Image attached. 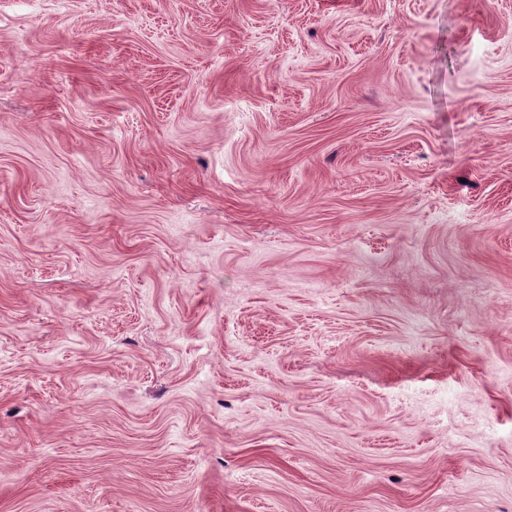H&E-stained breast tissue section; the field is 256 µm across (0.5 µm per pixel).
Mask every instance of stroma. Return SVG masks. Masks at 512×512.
<instances>
[{
  "label": "stroma",
  "mask_w": 512,
  "mask_h": 512,
  "mask_svg": "<svg viewBox=\"0 0 512 512\" xmlns=\"http://www.w3.org/2000/svg\"><path fill=\"white\" fill-rule=\"evenodd\" d=\"M0 512H512V0H0Z\"/></svg>",
  "instance_id": "obj_1"
}]
</instances>
